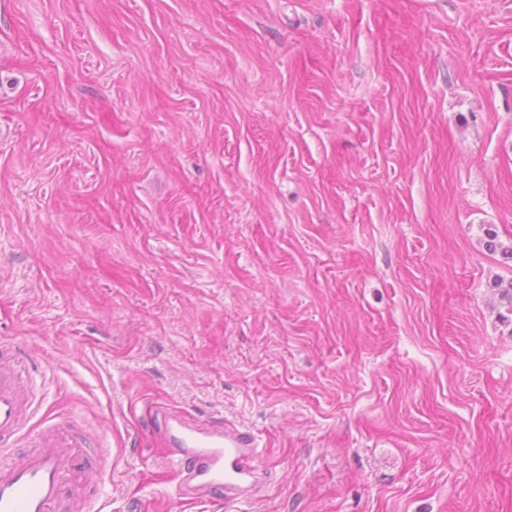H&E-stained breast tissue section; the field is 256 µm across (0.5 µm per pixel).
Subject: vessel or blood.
I'll return each instance as SVG.
<instances>
[{"instance_id":"obj_1","label":"vessel or blood","mask_w":512,"mask_h":512,"mask_svg":"<svg viewBox=\"0 0 512 512\" xmlns=\"http://www.w3.org/2000/svg\"><path fill=\"white\" fill-rule=\"evenodd\" d=\"M152 413L175 449L171 465L180 488L223 490L228 510L239 503L255 477L260 455L255 435L229 422L219 428L188 423L162 406ZM23 436L30 440L29 450L0 454V512H52L87 441L77 420L42 412L36 388L22 386L16 369L0 362V451ZM109 461L107 449H94L87 476L102 482Z\"/></svg>"}]
</instances>
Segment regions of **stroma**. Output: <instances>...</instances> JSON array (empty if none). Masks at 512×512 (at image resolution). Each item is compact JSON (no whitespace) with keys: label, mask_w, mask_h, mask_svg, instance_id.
Here are the masks:
<instances>
[{"label":"stroma","mask_w":512,"mask_h":512,"mask_svg":"<svg viewBox=\"0 0 512 512\" xmlns=\"http://www.w3.org/2000/svg\"><path fill=\"white\" fill-rule=\"evenodd\" d=\"M512 0H0V360L107 512L150 416L258 436L245 512H512ZM110 454L108 448H93L92 459L86 465V475L101 484L108 471Z\"/></svg>","instance_id":"1"}]
</instances>
